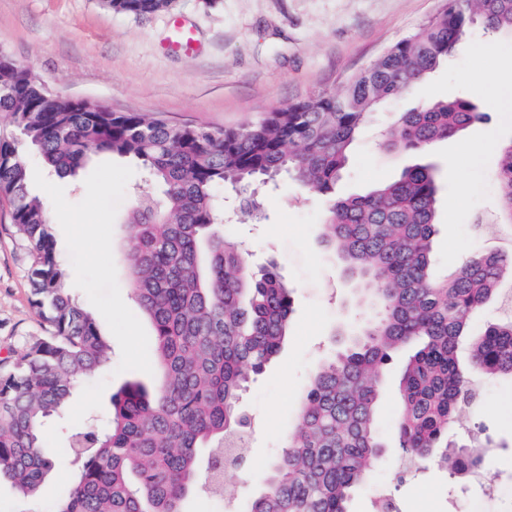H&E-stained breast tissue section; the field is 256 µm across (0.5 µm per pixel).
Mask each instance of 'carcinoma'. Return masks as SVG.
<instances>
[{
	"label": "carcinoma",
	"mask_w": 512,
	"mask_h": 512,
	"mask_svg": "<svg viewBox=\"0 0 512 512\" xmlns=\"http://www.w3.org/2000/svg\"><path fill=\"white\" fill-rule=\"evenodd\" d=\"M121 13L167 11L172 0H106ZM480 22L512 37V0H448L440 17L401 39L335 95H317L234 129L175 126L140 112H110L49 92L0 51V112L15 134L0 136V195L14 204V233L34 257L33 306L48 323L19 356L0 359V478L34 497L52 461L46 420L65 413L73 383L111 361L97 320L64 285L45 204L31 195L24 149L59 177L94 154L139 162L159 194L137 198L129 215L130 287L150 319L162 382L126 383L112 394L107 427L77 431L65 445L77 465L53 512H183L192 494L228 492L237 447L239 399L249 379L288 336L292 290L269 269L256 274L241 243L224 235V189L239 210L260 213L246 194L260 179L294 176L327 197L322 243L359 285L360 301L381 317L339 335L340 348L311 375L298 422L239 512H351L385 445L377 419L387 365L414 350L402 373L398 447L411 466L434 462L461 479L483 469L498 444L450 438L478 400L476 374L512 376V255L471 257L447 279L431 275L438 216L434 167L417 164L363 195L338 196L358 134L386 101L435 72ZM487 117L464 98L400 112L382 134L390 151L425 152ZM498 224L512 227V140L500 147ZM496 297L505 317L480 332L474 312Z\"/></svg>",
	"instance_id": "obj_1"
}]
</instances>
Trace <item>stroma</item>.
Returning a JSON list of instances; mask_svg holds the SVG:
<instances>
[{
  "mask_svg": "<svg viewBox=\"0 0 512 512\" xmlns=\"http://www.w3.org/2000/svg\"><path fill=\"white\" fill-rule=\"evenodd\" d=\"M446 0H173L148 16L120 13L103 0H0V50L28 67L53 93L118 112H141L175 125L238 128L277 108L342 89L388 47L442 12ZM192 31L195 48L168 49L174 23ZM512 80V39L473 28L468 40L428 80L387 101L357 138L337 193H363L390 181L414 155L389 152L377 138L396 113L432 99L461 96L485 103L490 82ZM512 140V113L496 108L462 134L433 144L424 159L437 174V276L453 274L466 257L512 250V240L482 232L498 208V147ZM29 189L52 216L58 258L75 300L96 315L112 345V360L79 381L68 410L50 420L54 465L36 500L0 485V512H53L77 466L61 431L102 425L110 399L127 381H150L153 328L129 288L127 216L134 198L153 192L134 161L100 154L77 176L61 178L33 153L26 156ZM265 198L260 218L228 221L253 270L276 264L293 291L288 338L240 400L249 443L246 465L227 473L235 502L260 485L284 438L294 429L311 373L330 354L335 333L376 320L377 307L359 306L356 285L321 242L325 200L291 181L277 189L254 185ZM12 203L0 197V358L21 353L46 325L31 305L26 242L12 231ZM405 356L386 371L378 420L387 452L360 489L352 512H379L380 496L399 512H512V378L483 381L481 402L461 418L485 427L498 443L479 481L468 483L428 464L404 469L395 449L399 375Z\"/></svg>",
  "mask_w": 512,
  "mask_h": 512,
  "instance_id": "1",
  "label": "stroma"
}]
</instances>
